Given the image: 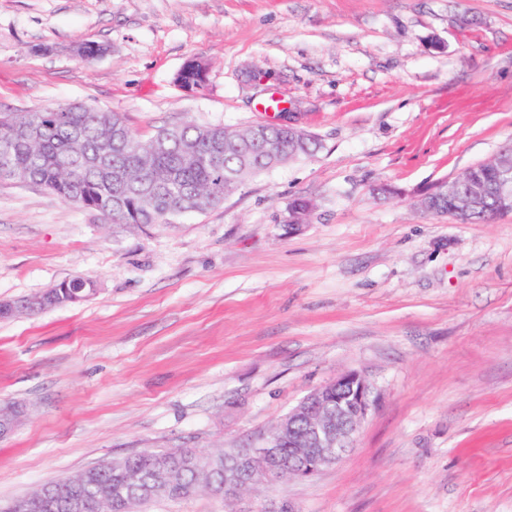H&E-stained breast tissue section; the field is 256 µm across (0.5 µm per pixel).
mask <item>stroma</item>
Instances as JSON below:
<instances>
[{"mask_svg": "<svg viewBox=\"0 0 512 512\" xmlns=\"http://www.w3.org/2000/svg\"><path fill=\"white\" fill-rule=\"evenodd\" d=\"M190 59L203 89L175 81ZM273 98L314 155L174 224L0 182V299L99 288L0 320V402L27 412L0 507L145 448L251 445L354 371L374 404L352 450L258 482L246 512H512V214L418 206L512 142V0H0V113L82 102L146 138L260 122Z\"/></svg>", "mask_w": 512, "mask_h": 512, "instance_id": "stroma-1", "label": "stroma"}]
</instances>
